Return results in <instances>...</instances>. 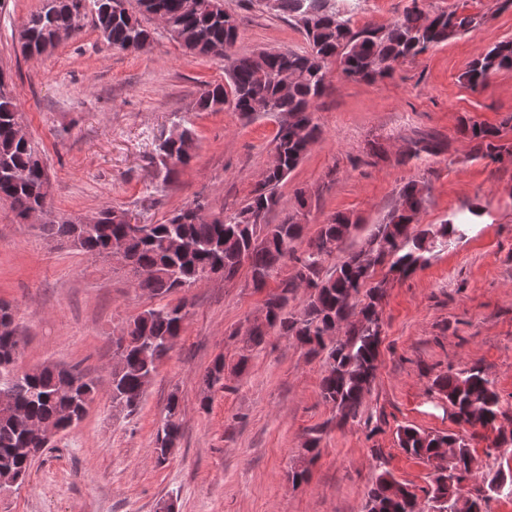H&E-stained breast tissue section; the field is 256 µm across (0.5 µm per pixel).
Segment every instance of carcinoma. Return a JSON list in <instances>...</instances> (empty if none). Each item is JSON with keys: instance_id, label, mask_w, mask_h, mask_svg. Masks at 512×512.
<instances>
[{"instance_id": "1", "label": "carcinoma", "mask_w": 512, "mask_h": 512, "mask_svg": "<svg viewBox=\"0 0 512 512\" xmlns=\"http://www.w3.org/2000/svg\"><path fill=\"white\" fill-rule=\"evenodd\" d=\"M278 15L293 19L301 29L304 51H260L241 54L236 49L239 32L234 15L224 8V0H137L138 12L126 7V0H42L18 30L17 40L30 51L41 54L59 45L82 27L87 12L113 48L126 51L138 42H149L151 31L140 16L160 17L170 33L188 35L184 44L191 56L224 58L226 84L206 85L198 98L202 111H219L228 105L244 118L257 112L261 103L281 117L274 137V152L280 167L269 171L256 185L248 202L231 214H217L212 220L188 217L187 205L160 224H129L125 211L103 208L104 219L93 231L83 234L70 217L52 216L41 229L71 241L79 250L95 256L111 257L112 242L125 243L131 270H149L153 276L139 284L153 303L127 323L126 346H116L119 363L112 372V403L135 411L143 398L146 378L168 354V342L180 335L185 320L181 314L186 300H171L199 279L211 273L235 276L247 264L253 288L266 292L267 322L253 327L246 338L238 365L246 367L252 347L266 341L272 330L294 340L306 355L323 361L320 395L332 406L340 421L356 420L365 395L375 379L379 345L383 333L381 305L387 283L373 279L379 268L407 277L421 268L429 255L463 238L469 223L446 220L442 224H418L426 203L425 186L410 180L399 190L397 203L382 222L370 225L360 243L342 251L346 226L361 227L360 219L338 212L318 225L302 248L307 225L296 217L271 224L268 215L279 206L277 188L297 167L309 147L319 138L314 122V105L323 94L331 66L352 81H376L393 74L395 68L432 46L444 43L474 27L477 17L458 9L433 10L425 0H411L402 15L388 26L356 27L352 0H260ZM512 68V40L501 41L476 57L462 73L472 87L485 85L488 77ZM19 111L13 85L0 77V199L10 203L19 219L27 211L47 203L50 183L44 175V161L32 141L16 137ZM460 132L471 142L480 158L496 159L512 152V144L502 142L499 129L474 120L462 123ZM196 148L189 127L175 139L164 138L157 157L167 171L187 165ZM440 148L434 138L411 143L401 163ZM334 261L333 266L326 263ZM279 277L277 287L268 281ZM306 283L304 304L299 311L289 309L296 299L299 283ZM17 326L8 303L0 301V470L11 469L27 476L36 455L32 449L45 444L19 420L22 414L47 427L66 430L71 417L85 412L95 400L96 380L82 372L45 365L20 370L21 354L16 339ZM224 378V357L215 359L204 384L212 387ZM432 387L448 399L455 421L473 430L495 426L500 415L494 383L484 372L472 368L437 376ZM179 399L172 394L167 416L156 430L154 451L163 463L174 451L180 435ZM397 441L406 453L435 464L439 450L456 449L457 483L471 472L470 444L464 435L427 432L412 426L397 431ZM320 431L315 429L302 448L301 464L288 472L294 484L307 479L309 467L320 453ZM402 482L381 471L369 489L365 512H417L415 504L399 494ZM433 494L427 504L434 512H486L487 498L469 496L432 476Z\"/></svg>"}]
</instances>
